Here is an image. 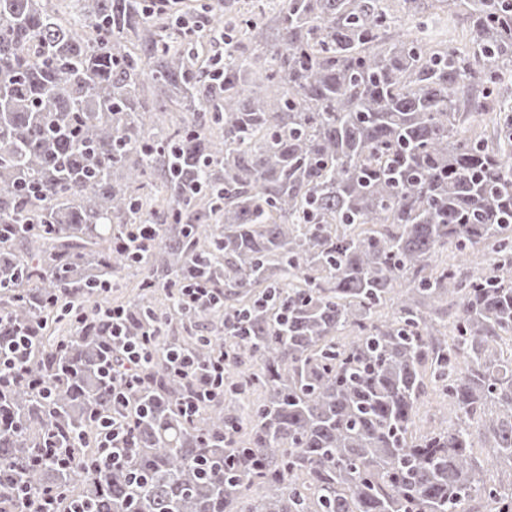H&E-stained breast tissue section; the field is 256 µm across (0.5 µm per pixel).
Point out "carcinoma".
I'll return each mask as SVG.
<instances>
[{
  "instance_id": "carcinoma-1",
  "label": "carcinoma",
  "mask_w": 512,
  "mask_h": 512,
  "mask_svg": "<svg viewBox=\"0 0 512 512\" xmlns=\"http://www.w3.org/2000/svg\"><path fill=\"white\" fill-rule=\"evenodd\" d=\"M57 2L0 0V340L32 329L51 390L0 382V512L20 488L55 512H512V0H205L201 27ZM437 9L470 47L391 35ZM141 224L145 252L117 247ZM132 280L117 307L156 347L122 407L75 305ZM198 281L213 301L174 312ZM168 346L228 350L224 399L183 416ZM130 413L131 455L96 470ZM444 402L438 394L433 392L431 389L428 390L418 405V424H425L427 421L437 419L443 412Z\"/></svg>"
}]
</instances>
